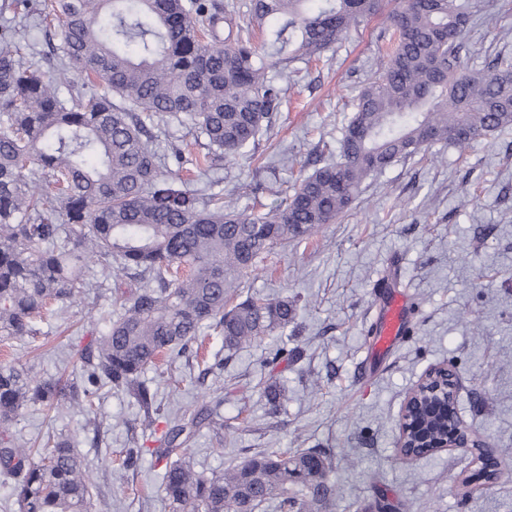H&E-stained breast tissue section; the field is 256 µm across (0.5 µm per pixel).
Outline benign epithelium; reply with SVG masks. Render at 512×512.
<instances>
[{"label": "benign epithelium", "instance_id": "7a95c632", "mask_svg": "<svg viewBox=\"0 0 512 512\" xmlns=\"http://www.w3.org/2000/svg\"><path fill=\"white\" fill-rule=\"evenodd\" d=\"M457 381L445 366L431 369L409 393L400 417L399 447L406 459L427 457L432 449H461L481 464L485 481L498 478L491 448L478 439L458 416Z\"/></svg>", "mask_w": 512, "mask_h": 512}]
</instances>
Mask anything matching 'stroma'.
Here are the masks:
<instances>
[{
  "label": "stroma",
  "instance_id": "35a3bbf8",
  "mask_svg": "<svg viewBox=\"0 0 512 512\" xmlns=\"http://www.w3.org/2000/svg\"><path fill=\"white\" fill-rule=\"evenodd\" d=\"M466 61L484 67L512 59V0H476ZM387 12L368 18L319 61L300 64L272 125L239 155L180 171L172 147L198 154L189 126L151 120L166 160L164 176L183 188L223 194L244 209L272 207L317 166L338 156L354 100L376 69ZM115 280L97 271L64 316L36 321L30 343L0 342V359L33 366L44 378L81 379L104 314L115 307ZM408 299L409 334L376 354L374 331L392 292ZM241 296L286 297L297 317L285 335L230 350L221 337L171 365L149 367L156 394L153 431L122 391L101 387L93 413L22 410L18 437H70L87 468L92 506L110 512H168L164 468L149 456L169 417L208 406L215 423L189 444L204 475L257 453L325 451L333 499L326 512H512V126L467 150L443 144L370 176L350 210L309 239L278 246L248 274ZM456 372L463 420L500 450L501 474L475 479L470 453L449 450L401 459L398 420L410 389L433 365ZM288 391L271 410L269 378ZM145 448L136 474L112 483L130 440Z\"/></svg>",
  "mask_w": 512,
  "mask_h": 512
}]
</instances>
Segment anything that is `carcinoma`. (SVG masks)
<instances>
[{
  "instance_id": "obj_1",
  "label": "carcinoma",
  "mask_w": 512,
  "mask_h": 512,
  "mask_svg": "<svg viewBox=\"0 0 512 512\" xmlns=\"http://www.w3.org/2000/svg\"><path fill=\"white\" fill-rule=\"evenodd\" d=\"M384 0H250L255 31L233 30L234 3L217 0H40L60 28L53 55L85 74L60 93L16 29L0 24V339L23 341L47 306L90 286L100 265L144 285L120 295L95 339L87 383L0 362V475L19 512H88L90 485L73 443L32 452L13 431L29 406L93 411L99 385L125 390L154 423L141 381L161 357L212 329L229 349L293 323L286 298L234 302L241 279L277 245L305 239L348 211L371 175L435 144L465 150L512 126V63L469 67L473 0H393L395 38L360 89L339 158L325 160L269 210L239 211L220 194L178 188L161 173L146 120L188 123L205 153L196 167L255 143L281 103L295 61L323 56L377 14ZM104 82L103 89L94 79ZM197 411L150 449L165 463L168 512H323L333 496L315 451L255 455L209 476L186 448Z\"/></svg>"
}]
</instances>
